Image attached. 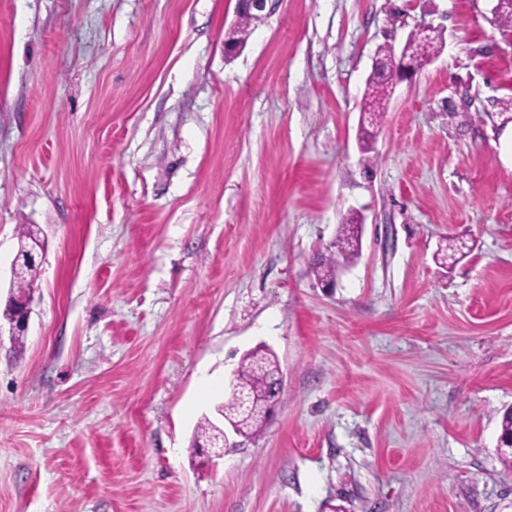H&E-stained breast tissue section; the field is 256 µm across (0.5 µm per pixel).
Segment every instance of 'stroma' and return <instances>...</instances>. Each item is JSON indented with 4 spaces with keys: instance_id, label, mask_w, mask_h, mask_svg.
<instances>
[{
    "instance_id": "1",
    "label": "stroma",
    "mask_w": 512,
    "mask_h": 512,
    "mask_svg": "<svg viewBox=\"0 0 512 512\" xmlns=\"http://www.w3.org/2000/svg\"><path fill=\"white\" fill-rule=\"evenodd\" d=\"M494 4L278 0L231 49L237 0H0V311L21 226L43 245L24 345L0 335V512H512ZM424 23L444 47L363 153L375 52ZM259 347L280 401L201 464ZM361 246V230L358 224H341L340 230L333 243L334 251L330 250L327 257H322L316 263L319 281L333 283L340 268L350 263L358 256ZM222 418L223 421L221 423V432L219 433L218 439L212 440L208 444L200 445V440H202V442H205L212 438L214 432V425L211 419L209 417H205L204 421L200 422V424L198 425L194 442L196 441V447L200 445L199 448L210 449V452L205 451L207 453V462H211L213 460V457L224 458V456L226 455L230 448L238 447L236 443H229L228 435L226 433V426H228L237 436L248 438L258 430H260L261 427L267 421L260 412L243 414L240 416V419L238 421V433V426L233 419L226 417L225 414L224 416H222Z\"/></svg>"
}]
</instances>
